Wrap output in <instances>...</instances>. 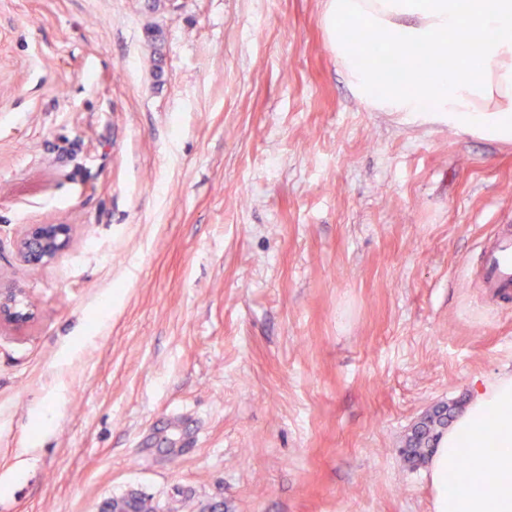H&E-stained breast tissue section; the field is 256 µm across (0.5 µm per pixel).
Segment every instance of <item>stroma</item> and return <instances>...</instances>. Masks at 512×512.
Returning <instances> with one entry per match:
<instances>
[{
    "mask_svg": "<svg viewBox=\"0 0 512 512\" xmlns=\"http://www.w3.org/2000/svg\"><path fill=\"white\" fill-rule=\"evenodd\" d=\"M331 0H0V512H432L400 455L512 372L463 267L512 139L360 99ZM70 224L45 268L24 225ZM29 303L25 302L19 288H2L0 285V324L6 321L16 326L23 325L30 318Z\"/></svg>",
    "mask_w": 512,
    "mask_h": 512,
    "instance_id": "obj_1",
    "label": "stroma"
}]
</instances>
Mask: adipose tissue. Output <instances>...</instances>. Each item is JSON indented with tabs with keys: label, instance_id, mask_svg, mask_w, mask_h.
Wrapping results in <instances>:
<instances>
[{
	"label": "adipose tissue",
	"instance_id": "obj_1",
	"mask_svg": "<svg viewBox=\"0 0 512 512\" xmlns=\"http://www.w3.org/2000/svg\"><path fill=\"white\" fill-rule=\"evenodd\" d=\"M329 17L337 60L376 107L439 112L457 126L512 137V0H332ZM356 21L386 34L381 48H364L366 66L354 52ZM474 31L482 37L475 59L463 43ZM452 32L461 41L440 64L414 55L416 45ZM427 477L434 512H512V375L475 383L440 435Z\"/></svg>",
	"mask_w": 512,
	"mask_h": 512
}]
</instances>
